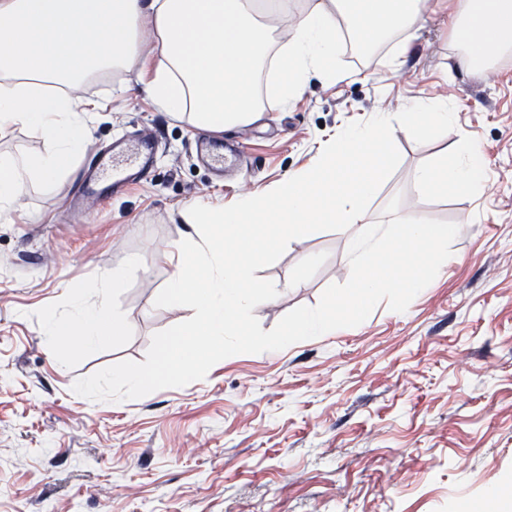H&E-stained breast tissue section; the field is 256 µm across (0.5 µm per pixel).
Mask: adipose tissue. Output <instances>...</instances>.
<instances>
[{
	"label": "adipose tissue",
	"instance_id": "ef3b65f1",
	"mask_svg": "<svg viewBox=\"0 0 512 512\" xmlns=\"http://www.w3.org/2000/svg\"><path fill=\"white\" fill-rule=\"evenodd\" d=\"M282 0H0V132L36 130L48 141L37 155L0 154V215L9 212L24 183L49 185L67 174L89 133L87 115L99 107L74 91L91 77L131 68L144 47L141 26L155 34L162 58L146 94L169 112H188L195 126L218 130L249 121L261 102L254 81L264 70L270 37L280 32ZM423 0H316L296 25L282 32L276 91L299 95L310 76L339 82L336 17L353 37L377 44L397 30L414 32ZM452 37L462 61L483 59L484 71L512 49V0H455ZM487 174L480 143L460 135L449 153L423 166L417 187L428 194H477ZM106 273L101 302L86 303L70 289L67 311H50L52 342L92 350L121 336L123 324L106 299L128 268Z\"/></svg>",
	"mask_w": 512,
	"mask_h": 512
}]
</instances>
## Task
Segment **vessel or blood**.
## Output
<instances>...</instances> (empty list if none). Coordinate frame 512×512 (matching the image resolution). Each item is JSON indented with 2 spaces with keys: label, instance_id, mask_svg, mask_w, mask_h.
<instances>
[{
  "label": "vessel or blood",
  "instance_id": "obj_1",
  "mask_svg": "<svg viewBox=\"0 0 512 512\" xmlns=\"http://www.w3.org/2000/svg\"><path fill=\"white\" fill-rule=\"evenodd\" d=\"M157 152V144L149 139H119L110 148L97 151L84 170L78 193L93 196L105 191H122L144 179ZM198 157L221 168L235 162L238 153L222 140L201 139L196 143Z\"/></svg>",
  "mask_w": 512,
  "mask_h": 512
}]
</instances>
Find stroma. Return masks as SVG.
I'll return each instance as SVG.
<instances>
[{
  "instance_id": "35a3bbf8",
  "label": "stroma",
  "mask_w": 512,
  "mask_h": 512,
  "mask_svg": "<svg viewBox=\"0 0 512 512\" xmlns=\"http://www.w3.org/2000/svg\"><path fill=\"white\" fill-rule=\"evenodd\" d=\"M451 32L449 10H428L405 55L385 43L359 58L338 33L344 80L309 77L287 101L263 74L262 112L219 133L243 151L220 175L196 156L204 129L144 92L141 73L159 56L84 86L103 108L78 169L27 185L0 217V512H498L487 489L512 485V53L492 75L466 70ZM419 99L453 105L455 131L479 140L488 180L477 195L420 193L416 170L451 140L397 139L401 162L368 222L398 195L401 212L462 226L407 312L382 303L359 326L233 355L202 380L138 399L73 392L78 378L144 361L155 332L193 316L154 305L175 271L170 253L194 233L188 206L275 188L348 123ZM124 135L158 140L149 177L72 208L80 166ZM347 237L293 240L256 270L278 289L253 310L262 330L348 279ZM133 255L139 268L108 298L122 336L94 350L55 346L46 312L64 311L73 285L96 300L102 273Z\"/></svg>"
}]
</instances>
